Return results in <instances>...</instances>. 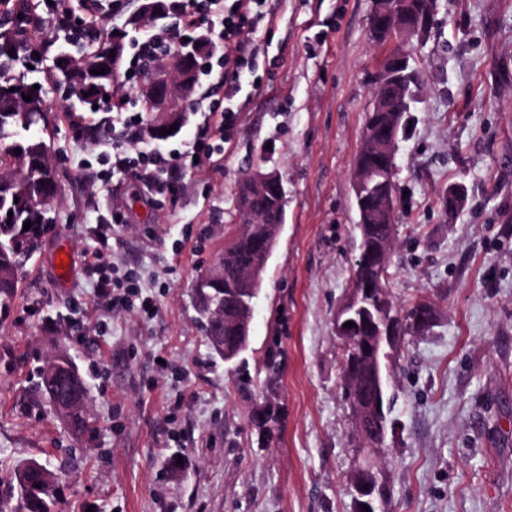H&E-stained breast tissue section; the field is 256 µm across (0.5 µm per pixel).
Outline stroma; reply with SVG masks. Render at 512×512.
I'll list each match as a JSON object with an SVG mask.
<instances>
[{"instance_id": "1", "label": "stroma", "mask_w": 512, "mask_h": 512, "mask_svg": "<svg viewBox=\"0 0 512 512\" xmlns=\"http://www.w3.org/2000/svg\"><path fill=\"white\" fill-rule=\"evenodd\" d=\"M261 52L237 95L224 167L187 173L177 206L148 204L135 179L107 189L103 137L76 133L47 88L54 222L0 299V472L33 459L62 473L57 512H354L355 442L340 387L336 309L360 235L352 172L385 46L373 0H274ZM419 103L396 154L395 302L433 301L434 326L405 337L391 368L393 431L376 459L385 512H512V0H437L435 23L405 46ZM220 66L199 75L192 139L223 104ZM277 172L285 222L267 265L247 349L214 353L193 307L198 276L238 229L236 191ZM466 190L447 211L448 189ZM127 223H113V208ZM68 248L60 281L54 255ZM151 297L109 309L84 258ZM64 344L89 389L94 429L73 435L40 392ZM278 424L261 438L259 422Z\"/></svg>"}]
</instances>
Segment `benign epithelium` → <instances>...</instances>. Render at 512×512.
I'll return each mask as SVG.
<instances>
[{"mask_svg": "<svg viewBox=\"0 0 512 512\" xmlns=\"http://www.w3.org/2000/svg\"><path fill=\"white\" fill-rule=\"evenodd\" d=\"M434 5L423 12H417L397 0H375L372 11L371 36L377 43L394 45L384 64L377 73L372 111L391 112L392 101L402 95L398 71L410 63V56L403 49L405 42L414 37H422L432 24ZM405 130L393 122L389 123L381 138L363 140L361 151H374L395 159L399 143ZM365 219L379 224L395 223V208L386 194H381L375 206L363 210ZM364 291L352 288L336 310L334 329L336 336L344 342H356L365 352L366 359L358 369L351 368L346 373V382L358 387L367 383L370 392H360L351 406L354 424L362 442L363 458L358 464H371L375 446L381 439L378 424L385 418L389 405L386 404V370L396 353L402 336L395 325V317L384 313L378 321L368 320L364 327L344 324L352 321L351 313L356 303L363 299ZM355 493V512H365L364 507H373L374 485L380 477H369L353 469L350 474Z\"/></svg>", "mask_w": 512, "mask_h": 512, "instance_id": "benign-epithelium-1", "label": "benign epithelium"}]
</instances>
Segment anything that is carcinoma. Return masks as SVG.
I'll list each match as a JSON object with an SVG mask.
<instances>
[{
	"label": "carcinoma",
	"mask_w": 512,
	"mask_h": 512,
	"mask_svg": "<svg viewBox=\"0 0 512 512\" xmlns=\"http://www.w3.org/2000/svg\"><path fill=\"white\" fill-rule=\"evenodd\" d=\"M170 14L167 0H141L128 24L137 28L147 23H165ZM189 45L194 46V57L199 61L214 51L210 35L200 33L182 42L178 52L168 56L167 65L178 73L180 82L170 87L172 101L166 110H155L154 103L161 69L148 67L142 76L138 95L149 111L156 112L148 127L149 135L154 139H168L161 134V129L173 125L181 127L188 120L184 102L196 82L194 61L185 56ZM24 48L37 53V46L30 42L18 16L0 22V181L8 183L6 188H0V297L9 296L15 288L14 268L52 224L55 202L50 191V184L55 181L52 146L45 138L49 127L46 93L11 76L15 55L8 50ZM111 50L115 55H109ZM125 50L124 37L102 36L96 26L85 27L77 52H63L60 55L62 63L55 65L54 89L64 90L68 100L87 105L101 103L106 95L114 96ZM100 68L106 69V73H90V70ZM12 87L15 88L13 92L10 91ZM26 95L31 96V100H24ZM390 118L402 122L405 115L402 112H369L365 127L377 134L381 124ZM365 168L369 181L365 200L372 201L383 191L395 194V164L369 155L365 158ZM254 178L251 174L239 184L237 210L242 215L251 211L260 218V223L251 225L248 232L238 230L218 260L221 274L209 278L203 273L195 286L197 311L210 346L226 361L236 359L247 347L236 320L247 299V293L242 291V275L262 249V242L282 229L285 220L284 188L272 186L254 192L251 190ZM28 221L32 227L25 231L24 223ZM358 229L368 248L393 234L391 224H360ZM366 259L367 255L361 253L354 262L352 286L356 288H365L370 282L381 279L374 267L365 265ZM380 305L408 321L426 302L399 307L383 287L372 294L369 307L376 310ZM40 386L48 399H57L56 414L71 433L76 436L84 433L89 425L88 390L65 351H57L42 367ZM4 483L8 485V492L0 495V512H56L58 475L47 466L34 460L23 461L7 477L0 476V485Z\"/></svg>",
	"instance_id": "cac0c4a2"
}]
</instances>
